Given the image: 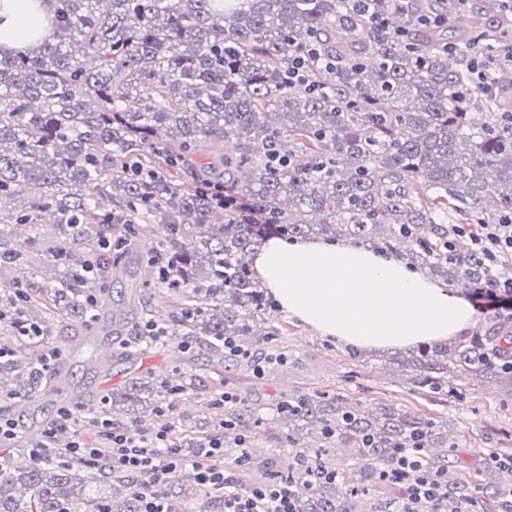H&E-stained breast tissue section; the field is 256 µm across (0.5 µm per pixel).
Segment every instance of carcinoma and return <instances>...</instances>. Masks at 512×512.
Instances as JSON below:
<instances>
[{
    "instance_id": "cac0c4a2",
    "label": "carcinoma",
    "mask_w": 512,
    "mask_h": 512,
    "mask_svg": "<svg viewBox=\"0 0 512 512\" xmlns=\"http://www.w3.org/2000/svg\"><path fill=\"white\" fill-rule=\"evenodd\" d=\"M53 33L0 54V395L58 391L62 355L80 345L50 334L56 314L88 335L107 304L112 273L128 269L135 225H162L146 257L153 279L111 312L116 357L165 343L203 348L224 367L254 368L275 336L256 338L271 306L250 256L269 234L353 239L398 252L463 292L493 291L497 267L458 240L474 224L512 215V44L502 0H51ZM299 57L307 81L285 76ZM483 60L480 86L472 61ZM207 144L219 162L202 164ZM208 185L247 198L227 209ZM54 218L58 241L39 240ZM264 217L269 224H259ZM461 224L463 229L454 228ZM26 235L30 263L11 239ZM51 272L43 276L42 270ZM174 311L154 319L149 289ZM512 318L456 341L425 342L390 357L410 391L448 404L472 383L512 399ZM224 430V457L261 424L245 402H215L190 373L170 385L132 377L102 396L104 414L143 430L183 397ZM293 449L288 467L318 453L336 479L300 496L301 512H382L402 489L380 482L400 448L423 445L424 468L444 474L438 512H512L509 474L467 475L462 435L448 421L395 404L368 408L338 394L290 393L276 405ZM333 448H347L339 460ZM131 480L66 449L41 463H0V512H138Z\"/></svg>"
}]
</instances>
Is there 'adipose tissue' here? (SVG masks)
Returning a JSON list of instances; mask_svg holds the SVG:
<instances>
[{
  "mask_svg": "<svg viewBox=\"0 0 512 512\" xmlns=\"http://www.w3.org/2000/svg\"><path fill=\"white\" fill-rule=\"evenodd\" d=\"M49 17L43 0H0V51L48 36ZM252 267L284 313L361 349L445 339L475 320L471 304L448 286L397 255L353 243L273 238Z\"/></svg>",
  "mask_w": 512,
  "mask_h": 512,
  "instance_id": "1",
  "label": "adipose tissue"
}]
</instances>
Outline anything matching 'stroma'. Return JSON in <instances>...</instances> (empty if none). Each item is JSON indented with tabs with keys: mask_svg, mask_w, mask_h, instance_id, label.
<instances>
[{
	"mask_svg": "<svg viewBox=\"0 0 512 512\" xmlns=\"http://www.w3.org/2000/svg\"><path fill=\"white\" fill-rule=\"evenodd\" d=\"M269 324L277 332L273 349L285 354L286 360L260 376L243 368L228 369L222 375H215L207 354H200L191 361L176 343L170 342L133 360L112 359L99 374L73 366V382L98 398L132 377L149 375L168 381L178 373L193 372L204 381L208 390L232 392L238 399L258 407L263 423L252 432L248 446L253 456L259 459L274 455L287 460V428L278 420L274 404L281 396L297 392L339 394L348 401L370 407L395 403L448 419L465 437L461 453L470 462L469 473L477 483L485 477L483 450L489 441H496L502 448H512V402H504L497 386L480 384L466 401L435 406L409 392L407 384L393 372L382 351L354 350L336 338L318 335L279 311L270 317ZM6 406L8 416L17 425L19 438L9 448L0 450V456L28 462V428L36 419L46 424L56 420L60 405L15 398L7 401Z\"/></svg>",
	"mask_w": 512,
	"mask_h": 512,
	"instance_id": "obj_1",
	"label": "stroma"
}]
</instances>
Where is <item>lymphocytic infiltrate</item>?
I'll return each instance as SVG.
<instances>
[{
    "instance_id": "lymphocytic-infiltrate-1",
    "label": "lymphocytic infiltrate",
    "mask_w": 512,
    "mask_h": 512,
    "mask_svg": "<svg viewBox=\"0 0 512 512\" xmlns=\"http://www.w3.org/2000/svg\"><path fill=\"white\" fill-rule=\"evenodd\" d=\"M112 443V468L123 471L138 490L141 512H167L166 487L185 467L196 473L198 488H211L222 493L224 512H298L296 489L331 479L332 473L319 461L271 475L247 493L232 490L223 469L214 459L224 451V444L211 440L193 451L173 446L166 430H158L145 438L126 429L113 428L107 434ZM422 449L398 451L397 465L382 472V481L402 484L404 497L394 500L387 512H418L425 503L437 502L443 481L439 473L423 469Z\"/></svg>"
}]
</instances>
